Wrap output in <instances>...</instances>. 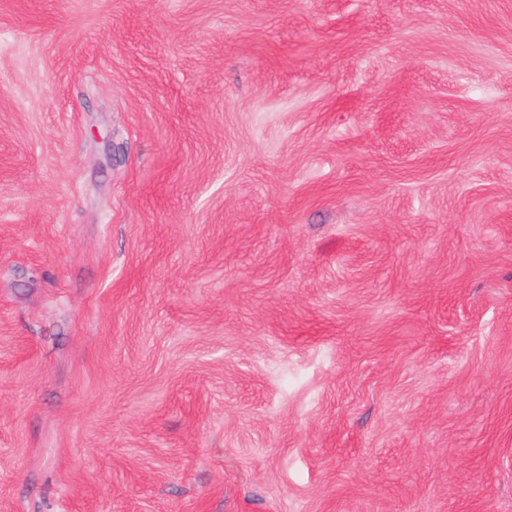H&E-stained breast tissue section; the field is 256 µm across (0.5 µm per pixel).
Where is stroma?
Instances as JSON below:
<instances>
[{"mask_svg": "<svg viewBox=\"0 0 512 512\" xmlns=\"http://www.w3.org/2000/svg\"><path fill=\"white\" fill-rule=\"evenodd\" d=\"M0 512H512V0H0Z\"/></svg>", "mask_w": 512, "mask_h": 512, "instance_id": "obj_1", "label": "stroma"}]
</instances>
